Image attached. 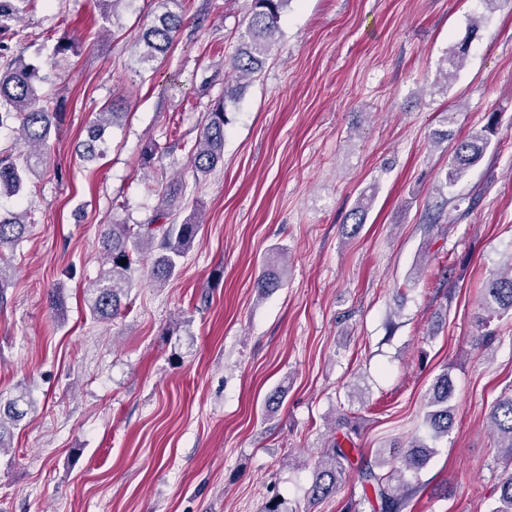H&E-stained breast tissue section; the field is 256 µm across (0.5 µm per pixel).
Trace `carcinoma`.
I'll return each instance as SVG.
<instances>
[{
  "mask_svg": "<svg viewBox=\"0 0 512 512\" xmlns=\"http://www.w3.org/2000/svg\"><path fill=\"white\" fill-rule=\"evenodd\" d=\"M38 0H0V52L8 48L6 38L18 34L16 22L22 14L36 8ZM101 19L115 21L117 10L132 0H100ZM155 9L151 24L136 36L133 46L137 63L146 69L166 56L172 49L184 22L183 0H152ZM290 0H250L248 22L239 31L237 49L230 60L234 82L224 83V96L206 113L199 134L188 151L196 173L213 171L224 159V127L228 124L226 102L241 97L244 82L255 79L263 71L275 46L280 31L282 13ZM78 42L63 37L56 41L53 56H77ZM469 52L467 42L448 50L444 67L438 79L453 80L463 68ZM52 84L51 74L22 58L12 59L0 67V129H10L26 147L23 153L5 150L0 153V196H20L32 178L46 165L47 149L52 133L58 131L62 113L43 88ZM125 113L113 102L101 107L88 130L84 151L91 157L104 155L107 131L121 125ZM497 114L491 113L488 122L479 131L461 139L452 146L448 168L439 180L438 191L451 193L458 183L476 167L491 148V136L496 134ZM184 193L179 180L161 185L158 190L159 207L143 224L114 223L107 225L101 235V252L109 264L96 280L84 288L90 316L97 322H109L122 312V299L132 286V275L141 266L145 256L152 258L148 270L150 281L165 285L180 269V260L194 246L201 227V218H189L181 224L170 222L172 205ZM373 196L362 194L350 213L351 233L364 223ZM34 223L28 211L0 212V256L6 245L15 246ZM126 263H121V260ZM287 267L284 248L277 247L266 270L256 280L254 288L259 295L269 294L283 286ZM485 316L479 319L486 329L484 335L495 337L489 329L491 322L512 314V265L505 271L489 274L482 285ZM453 385L448 369L435 378L422 404V433L406 445L390 448L389 457L373 463L365 462L357 469V482L362 497L348 506V512H358L363 502L376 501L378 512H404L417 487L406 480L416 476L436 454L437 443L448 437L454 421L452 404ZM26 411L18 400L0 405V453L11 447V427L20 421ZM490 431L496 447L506 449L508 461L503 467L492 494L496 495L492 512H512V391L499 396L489 411ZM354 427L343 433V438L329 441L314 467V478L308 491V500L316 504L328 499L340 488L346 466L357 451Z\"/></svg>",
  "mask_w": 512,
  "mask_h": 512,
  "instance_id": "1",
  "label": "carcinoma"
}]
</instances>
